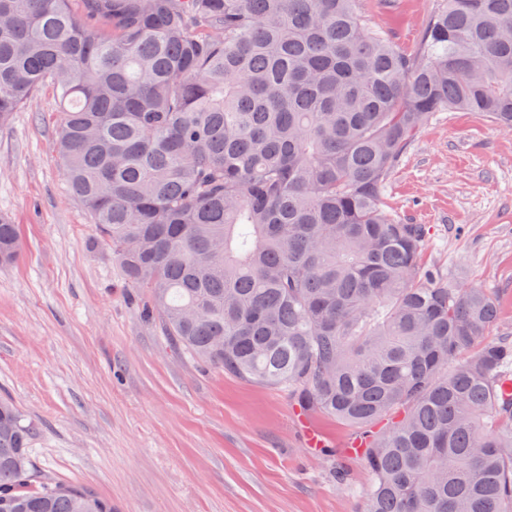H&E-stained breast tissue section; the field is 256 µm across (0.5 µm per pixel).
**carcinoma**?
<instances>
[{"instance_id": "carcinoma-1", "label": "carcinoma", "mask_w": 512, "mask_h": 512, "mask_svg": "<svg viewBox=\"0 0 512 512\" xmlns=\"http://www.w3.org/2000/svg\"><path fill=\"white\" fill-rule=\"evenodd\" d=\"M0 0V127L42 85L71 191L196 361L362 430L365 512H512V333L385 206L436 112L512 131V0H443L412 52L359 0ZM19 252L0 217V266ZM0 400V512H112L35 478Z\"/></svg>"}]
</instances>
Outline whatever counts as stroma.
<instances>
[{"instance_id":"35a3bbf8","label":"stroma","mask_w":512,"mask_h":512,"mask_svg":"<svg viewBox=\"0 0 512 512\" xmlns=\"http://www.w3.org/2000/svg\"><path fill=\"white\" fill-rule=\"evenodd\" d=\"M441 0H360L413 51ZM59 103L43 85L0 127V215L20 230L0 267V398L38 432L34 469L116 512H362L370 475L354 429L316 417L306 444L284 390L248 384L174 349L143 317L56 157ZM390 210L429 227L427 261L449 286L494 291L512 330V131L480 112H438L391 172Z\"/></svg>"}]
</instances>
